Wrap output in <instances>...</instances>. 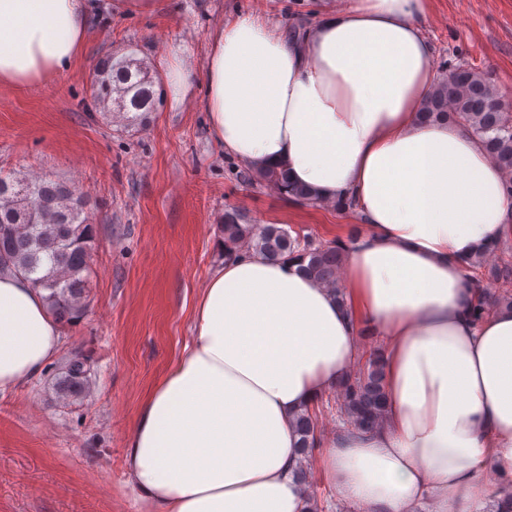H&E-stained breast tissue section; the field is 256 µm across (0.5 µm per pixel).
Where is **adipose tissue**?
<instances>
[{
  "label": "adipose tissue",
  "mask_w": 512,
  "mask_h": 512,
  "mask_svg": "<svg viewBox=\"0 0 512 512\" xmlns=\"http://www.w3.org/2000/svg\"><path fill=\"white\" fill-rule=\"evenodd\" d=\"M90 0H0V85L72 67ZM431 0H352L300 37L238 14L211 35L203 100L225 151L281 164L362 218L337 288L299 257L225 258L184 355L145 398L128 483L149 512H305L295 417L383 345L387 404L340 430L322 472L356 512H475L483 473L512 477V308L481 322L464 267L512 237L506 176L458 123L422 120ZM61 328L20 271L0 272V395L39 377Z\"/></svg>",
  "instance_id": "ef3b65f1"
}]
</instances>
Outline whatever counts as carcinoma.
Wrapping results in <instances>:
<instances>
[{
	"label": "carcinoma",
	"mask_w": 512,
	"mask_h": 512,
	"mask_svg": "<svg viewBox=\"0 0 512 512\" xmlns=\"http://www.w3.org/2000/svg\"><path fill=\"white\" fill-rule=\"evenodd\" d=\"M157 81L135 53L107 56L97 65L89 87L92 103L122 117L129 133L141 114L153 112L161 102ZM428 121L458 122L469 126L485 143L488 155L504 172L512 174V115L503 111L495 85L487 73L457 66L435 83L422 110ZM255 181L274 187L288 199L306 205L321 203L310 190L290 181L284 166L251 165ZM87 201L77 187L60 180L37 179L15 172L0 173V271L18 270L45 293L56 318L68 321L84 307L91 272L92 231ZM224 251L253 249L271 257L294 254L307 261L304 271L331 288H338L337 269L343 244L316 243L309 237H291L275 224H250L236 209L224 211ZM489 254L481 253L465 267V277L479 296L471 309L474 321L483 320L492 306L512 307V292L490 298L479 289L482 268ZM88 383L86 362L71 359L59 382L64 397L82 394ZM386 402L381 347L364 348L359 369L338 391L336 408L347 424L373 429L383 420ZM301 453L313 457L319 447L317 408L295 419Z\"/></svg>",
	"instance_id": "obj_1"
}]
</instances>
